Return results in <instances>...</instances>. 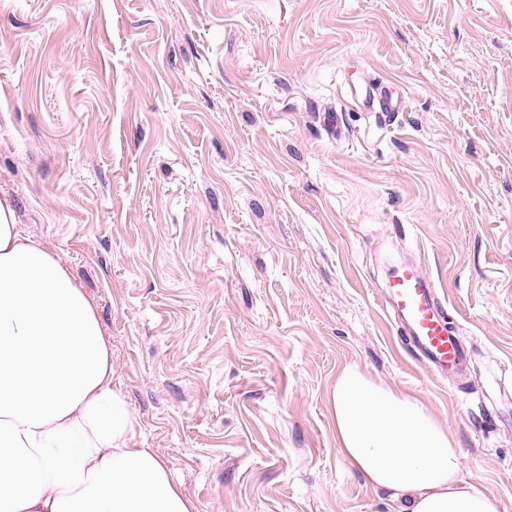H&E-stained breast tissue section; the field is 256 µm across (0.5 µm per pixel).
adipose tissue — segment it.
<instances>
[{"label": "adipose tissue", "mask_w": 512, "mask_h": 512, "mask_svg": "<svg viewBox=\"0 0 512 512\" xmlns=\"http://www.w3.org/2000/svg\"><path fill=\"white\" fill-rule=\"evenodd\" d=\"M336 452L396 512H500L419 398L357 367L331 394ZM138 422L94 299L0 202V512H197Z\"/></svg>", "instance_id": "obj_1"}]
</instances>
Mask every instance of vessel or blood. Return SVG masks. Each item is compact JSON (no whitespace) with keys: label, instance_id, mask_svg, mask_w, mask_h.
Returning a JSON list of instances; mask_svg holds the SVG:
<instances>
[{"label":"vessel or blood","instance_id":"b4317fda","mask_svg":"<svg viewBox=\"0 0 512 512\" xmlns=\"http://www.w3.org/2000/svg\"><path fill=\"white\" fill-rule=\"evenodd\" d=\"M398 100L391 86L376 85L366 97V110L396 111ZM382 309L407 342L412 355L437 379L461 375L470 359L467 348L451 326L448 311L438 298L433 281L411 263L393 264L380 291Z\"/></svg>","mask_w":512,"mask_h":512}]
</instances>
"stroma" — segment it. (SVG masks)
I'll list each match as a JSON object with an SVG mask.
<instances>
[{
  "label": "stroma",
  "instance_id": "stroma-1",
  "mask_svg": "<svg viewBox=\"0 0 512 512\" xmlns=\"http://www.w3.org/2000/svg\"><path fill=\"white\" fill-rule=\"evenodd\" d=\"M379 82L386 123L351 94ZM0 199L94 298L132 445L198 512H392L336 454L346 365L512 512V0H0ZM401 255L457 382L379 306ZM394 87L389 85L378 84L372 88L376 92V96L379 98V110L374 108L375 95L369 93L368 97L365 98L364 107L370 112H398L399 95L394 98L395 91H392ZM380 301L412 355L437 379H453L466 370L469 352L449 323L448 310L438 298L434 282L419 267L393 264Z\"/></svg>",
  "mask_w": 512,
  "mask_h": 512
}]
</instances>
